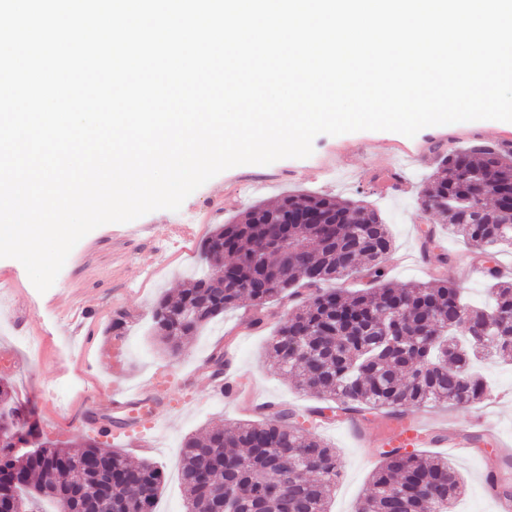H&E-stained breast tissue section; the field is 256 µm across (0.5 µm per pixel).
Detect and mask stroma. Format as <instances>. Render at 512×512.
<instances>
[{
	"instance_id": "stroma-1",
	"label": "stroma",
	"mask_w": 512,
	"mask_h": 512,
	"mask_svg": "<svg viewBox=\"0 0 512 512\" xmlns=\"http://www.w3.org/2000/svg\"><path fill=\"white\" fill-rule=\"evenodd\" d=\"M509 139L512 122L496 120L431 126L411 138L392 131L321 134L308 158L230 168L193 192L179 211L157 210L141 218L142 223L163 227L193 222L195 234L191 239L139 237L129 234L123 223L102 225L74 247L53 286L43 293L37 291L18 260L0 259V275L14 279L12 292L0 296V379L13 384V403L23 408L28 424L34 427L26 447L37 448L47 440L71 447L95 437L93 423L111 412L113 383L139 388L167 375L177 381L183 375L196 374L187 408L157 429L142 432L155 443L152 461L166 472L156 512H184L179 476L184 438L247 418L246 413L212 394L211 355L229 354L241 375L283 407L300 410L323 406L322 400L297 389L292 377L282 375L269 356L275 322L291 309L290 301L271 304L275 321L265 329L246 327L244 319L251 303L245 299L188 338L178 353L165 351L160 345L151 310L160 298L176 296L185 284L205 273L201 246L209 234L249 206L272 204L289 193L353 200L379 210L391 228L394 248L386 260L388 282L401 286L447 280L460 284L470 303L482 305L489 301L486 277L463 279L460 267L466 256L486 267V253L449 234L445 218L423 210L418 197L423 182L437 167L438 155L450 147L495 145ZM400 145L416 154V161L397 154ZM395 166L401 167L408 190L381 192L379 181ZM430 229L437 234V250L426 254L422 243ZM440 252L448 254L447 263L437 261ZM404 254L414 255L415 263L399 264ZM80 306L93 311L94 316L84 336L73 340L67 322ZM119 313L124 314L126 326L118 336L111 322ZM68 339L73 340L76 355L61 352V342ZM116 357L123 370L118 379L112 375ZM478 371L489 380L491 390L474 410L510 440L512 362L492 361L480 365ZM317 435L336 449L341 470L329 510L354 512L383 461L381 443L370 435L363 447H355L341 429H321ZM452 462L464 479V492L454 512H495L484 492L481 472L499 468L512 484V459L504 460L499 449L479 448L473 456H456Z\"/></svg>"
}]
</instances>
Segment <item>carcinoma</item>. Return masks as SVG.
<instances>
[{
	"label": "carcinoma",
	"mask_w": 512,
	"mask_h": 512,
	"mask_svg": "<svg viewBox=\"0 0 512 512\" xmlns=\"http://www.w3.org/2000/svg\"><path fill=\"white\" fill-rule=\"evenodd\" d=\"M420 205L448 219V231L493 254L512 247V150H452L421 192ZM284 210L310 212L318 224H280ZM378 210L327 195H286L255 204L240 222L216 228L202 254L208 272L152 311L165 348L182 341L248 296L263 311L301 285L300 305L278 324L271 357L297 386L350 416L405 414L421 405L465 408L481 402L486 382L474 372L482 357L512 359V281L487 271L492 303L472 308L455 283L384 281L391 252ZM373 268L376 286L344 294L324 284ZM23 424L16 408L0 412V501L30 512H156L165 472L133 463L96 439L78 448L47 442L12 453ZM355 512H450L463 480L448 459L391 448ZM339 474L336 449L302 427L288 408L272 416L216 425L183 445L185 512H328Z\"/></svg>",
	"instance_id": "1"
}]
</instances>
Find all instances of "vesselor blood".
Here are the masks:
<instances>
[{"label":"vessel or blood","mask_w":512,"mask_h":512,"mask_svg":"<svg viewBox=\"0 0 512 512\" xmlns=\"http://www.w3.org/2000/svg\"><path fill=\"white\" fill-rule=\"evenodd\" d=\"M215 393L224 397L238 409L249 412H275L278 408L274 400L261 390L248 385L238 374L233 364H226L224 376L214 385ZM170 384L158 380L150 387L112 392V425L98 427L102 441H109L114 435L125 431H137L157 421V408H170ZM377 435L388 448H444L448 453L466 457L484 441H496L493 428L487 427L480 433L469 432L465 425L447 428L432 413L430 407L423 406L407 416L390 417L377 424ZM483 487L494 501L496 512H512V495L499 487L500 474L485 469L481 476Z\"/></svg>","instance_id":"vessel-or-blood-1"}]
</instances>
